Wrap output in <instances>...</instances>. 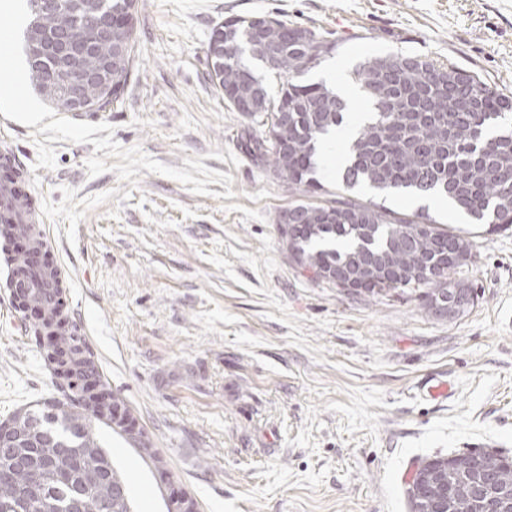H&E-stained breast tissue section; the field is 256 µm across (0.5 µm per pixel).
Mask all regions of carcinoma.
<instances>
[{
  "mask_svg": "<svg viewBox=\"0 0 512 512\" xmlns=\"http://www.w3.org/2000/svg\"><path fill=\"white\" fill-rule=\"evenodd\" d=\"M33 19L26 33L48 34L67 29L83 32L79 17L66 9L42 12L38 0H27ZM94 11L107 14L129 6L128 0H86ZM234 26L235 38L224 43L220 65L209 77L234 107L238 92L251 91L250 68L242 55L253 48L274 58L272 71L287 77L277 97L265 80L258 87L265 107L252 117L266 127L250 135L254 156L269 162L273 176L289 187L318 190V142L341 125L347 106L345 93L320 83L296 78L320 66L336 42L314 29L267 16L264 34L256 38L251 18L230 17L216 24L210 38L224 37L223 26ZM28 77L45 99L59 103L61 78H50L55 62L35 58L25 39ZM355 81L372 106L371 117L349 146L336 197L321 202L298 200L290 206L305 225L301 235L286 240L296 265L317 279L322 272L342 268L367 283L364 294L378 298L393 293L427 306L426 298L448 287V275L460 267L458 256L472 247L463 236L448 232L423 212L399 213L373 201L343 196L358 185L388 193L418 197L445 196L448 205L474 224L495 232L512 227V130L498 128L512 112V96L500 92L479 74L454 63L439 64L423 55L390 53L359 65ZM122 94H107L92 84L86 88L91 112H106ZM34 332L55 336L59 355L78 366L92 367L84 340L63 329L55 311L40 307ZM104 415L88 409L79 390L70 403L44 401L17 411L11 421L24 427L41 420L49 425L53 441L31 450L23 463L8 466L0 477V512H67L74 499L86 502L87 512H130L128 488L108 452L97 442L93 421ZM480 450L434 455L420 462L416 478L429 486L421 504L409 501L410 512H438L443 507L435 482L453 468L451 512H500L501 497L512 492V464L508 456L492 451L483 470L494 483L482 498L474 496L477 472L472 461ZM34 482L45 485V498L26 496Z\"/></svg>",
  "mask_w": 512,
  "mask_h": 512,
  "instance_id": "obj_1",
  "label": "carcinoma"
}]
</instances>
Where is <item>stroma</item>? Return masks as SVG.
<instances>
[{
    "mask_svg": "<svg viewBox=\"0 0 512 512\" xmlns=\"http://www.w3.org/2000/svg\"><path fill=\"white\" fill-rule=\"evenodd\" d=\"M257 15L331 32L336 52L304 79L346 91L354 112L370 109L355 65L397 51L512 95V0H139L123 101L75 116L26 86L37 109L5 110V145L70 272L64 312L166 463L158 472L95 423L131 512H168L179 489L200 512H409L422 458L512 456V229L486 231L439 197L357 189L471 241L473 306L440 318L311 279L275 222L300 191L247 150L253 121L209 78L214 25ZM28 21L25 0H0L22 74ZM8 272L0 259V422L67 395L12 306ZM430 380L446 381L448 399L423 396Z\"/></svg>",
    "mask_w": 512,
    "mask_h": 512,
    "instance_id": "obj_1",
    "label": "stroma"
}]
</instances>
